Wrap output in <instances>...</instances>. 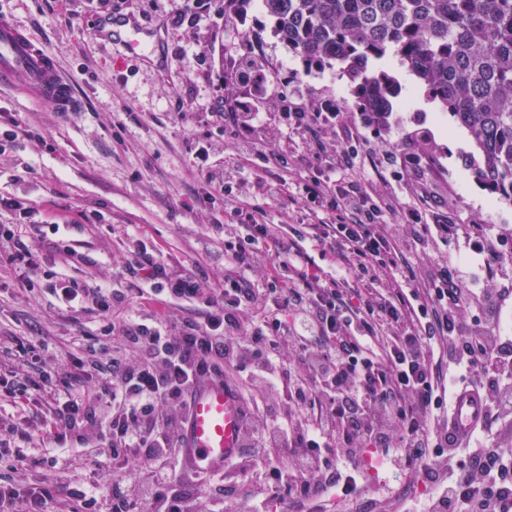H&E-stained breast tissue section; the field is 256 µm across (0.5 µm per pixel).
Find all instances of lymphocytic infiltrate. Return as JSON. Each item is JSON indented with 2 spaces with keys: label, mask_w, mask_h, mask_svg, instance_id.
Instances as JSON below:
<instances>
[{
  "label": "lymphocytic infiltrate",
  "mask_w": 512,
  "mask_h": 512,
  "mask_svg": "<svg viewBox=\"0 0 512 512\" xmlns=\"http://www.w3.org/2000/svg\"><path fill=\"white\" fill-rule=\"evenodd\" d=\"M219 115L233 152L223 174L198 167L205 186L222 184L224 285L200 271L173 273L143 255L123 283L89 287L58 280L60 313L95 314L99 330L74 347L15 339V371L0 380V447L39 444L36 473L0 477V512H225L224 484L247 512L272 499L292 512H321L364 496L359 457L392 461L418 474L426 497L406 512H512V310L503 277L502 235L490 225L448 223L421 204L394 202V185L424 159L381 149L390 173L380 186L354 184L361 153L328 135L336 112H258L240 101L264 80L252 62L228 73ZM317 140L311 176L297 195L330 211L293 229L248 213L250 200L279 201L288 143ZM260 174L248 179L245 167ZM32 225H0V264L35 287L42 256L24 236ZM468 244V261L449 260V242ZM435 250L422 272L400 277L407 253ZM333 254L335 272L316 257ZM196 317L180 316L185 307ZM226 380L246 412L241 449L217 474L184 468L189 395ZM476 395L481 420L460 436L452 407ZM97 445L109 464L76 480V452ZM287 456H280V449ZM136 465L134 480L120 477ZM75 483L68 499L60 487Z\"/></svg>",
  "instance_id": "lymphocytic-infiltrate-1"
}]
</instances>
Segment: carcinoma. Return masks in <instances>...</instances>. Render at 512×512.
<instances>
[{"mask_svg": "<svg viewBox=\"0 0 512 512\" xmlns=\"http://www.w3.org/2000/svg\"><path fill=\"white\" fill-rule=\"evenodd\" d=\"M309 67L339 68L354 109L382 131L401 93L369 63L398 58L467 130L475 178L512 203V0H260Z\"/></svg>", "mask_w": 512, "mask_h": 512, "instance_id": "obj_1", "label": "carcinoma"}]
</instances>
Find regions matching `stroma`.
I'll return each mask as SVG.
<instances>
[{"label":"stroma","mask_w":512,"mask_h":512,"mask_svg":"<svg viewBox=\"0 0 512 512\" xmlns=\"http://www.w3.org/2000/svg\"><path fill=\"white\" fill-rule=\"evenodd\" d=\"M119 0H0V20L14 24L42 43L72 81L79 111L63 116L46 101L27 97L23 79L0 88V113L34 125L38 137L0 142V196L31 207L30 223L41 231L31 245L45 258L44 268L88 283L109 284L125 264L135 262L139 246L157 252L171 267L200 266L213 287L224 283V238L211 228L219 213L201 194L194 152L209 150L208 164L222 170L224 126L213 118V97L224 67L200 66L192 46L224 33V55L248 57L266 75L265 111L276 112L288 95L309 112H337L336 140L365 138L401 152L421 153L431 164L396 186L400 204L429 195L436 212L452 224H490L512 245V204H496L465 163L474 148L425 87L397 59L374 62L373 70L395 75L402 107L388 128L374 135L359 113L347 108L351 90L335 69H309L277 38L259 0H250L244 17L210 18L194 30L172 26L179 0L140 8L143 21L160 26L169 46L163 67L121 61L119 50L92 35L98 12ZM63 232H54V225ZM137 226L140 243L128 241L123 225ZM73 251L60 260L58 247ZM95 327L90 315L70 320L57 312L49 291L36 294L0 267V340L48 337L66 344ZM366 489L375 512H401L403 493L422 495L423 484L402 468L370 471Z\"/></svg>","instance_id":"obj_1"}]
</instances>
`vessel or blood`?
<instances>
[{
	"mask_svg": "<svg viewBox=\"0 0 512 512\" xmlns=\"http://www.w3.org/2000/svg\"><path fill=\"white\" fill-rule=\"evenodd\" d=\"M93 34L116 48L139 47L140 58L158 66L168 57L159 28L142 23L131 12L99 15ZM19 76L35 98L51 102L57 112L78 111L79 102L54 59L32 37L0 22V86L10 85ZM243 419L242 405L231 386L215 380L199 385L183 431L187 462L202 472L222 470L238 452Z\"/></svg>",
	"mask_w": 512,
	"mask_h": 512,
	"instance_id": "vessel-or-blood-1",
	"label": "vessel or blood"
}]
</instances>
